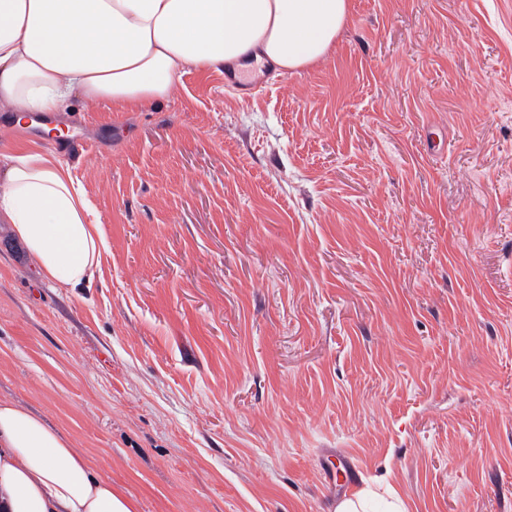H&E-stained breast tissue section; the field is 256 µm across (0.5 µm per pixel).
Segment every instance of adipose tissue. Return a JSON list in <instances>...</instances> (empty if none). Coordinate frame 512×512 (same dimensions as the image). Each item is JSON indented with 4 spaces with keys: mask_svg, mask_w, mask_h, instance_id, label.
Here are the masks:
<instances>
[{
    "mask_svg": "<svg viewBox=\"0 0 512 512\" xmlns=\"http://www.w3.org/2000/svg\"><path fill=\"white\" fill-rule=\"evenodd\" d=\"M351 0H0V112L15 126L72 100L131 108L168 99L186 68L265 61L313 66L347 26ZM68 168L38 151L0 170V218L50 284L90 282L105 241ZM0 512H136L86 453L25 407L0 400Z\"/></svg>",
    "mask_w": 512,
    "mask_h": 512,
    "instance_id": "adipose-tissue-1",
    "label": "adipose tissue"
}]
</instances>
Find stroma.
Segmentation results:
<instances>
[{
    "mask_svg": "<svg viewBox=\"0 0 512 512\" xmlns=\"http://www.w3.org/2000/svg\"><path fill=\"white\" fill-rule=\"evenodd\" d=\"M260 77L55 138L0 113V164L57 139L106 242L59 288L0 219V399L137 512H331L334 456L407 512H512V0H352Z\"/></svg>",
    "mask_w": 512,
    "mask_h": 512,
    "instance_id": "stroma-1",
    "label": "stroma"
}]
</instances>
